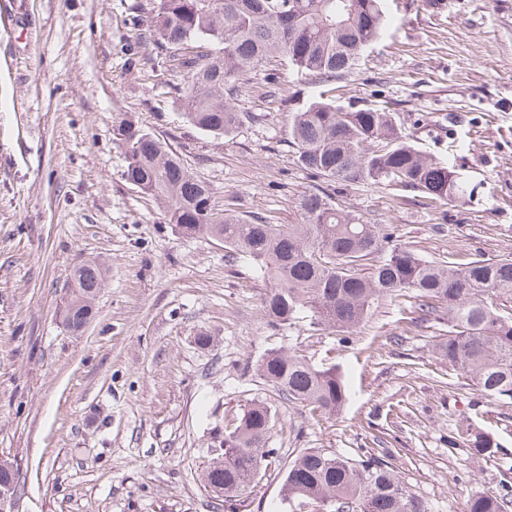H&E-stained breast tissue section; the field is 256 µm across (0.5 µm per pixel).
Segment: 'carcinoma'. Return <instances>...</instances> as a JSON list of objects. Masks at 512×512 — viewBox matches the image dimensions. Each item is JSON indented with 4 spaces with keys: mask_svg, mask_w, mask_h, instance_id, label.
Masks as SVG:
<instances>
[{
    "mask_svg": "<svg viewBox=\"0 0 512 512\" xmlns=\"http://www.w3.org/2000/svg\"><path fill=\"white\" fill-rule=\"evenodd\" d=\"M391 21L388 0H153V48L143 58L142 77L148 83L168 72V93L181 104L186 122L229 136L243 122L240 97L255 70L282 57L289 69L326 87L349 72ZM283 103L297 162L318 176L409 189L434 209L469 195L451 161L423 156L385 107L348 110L326 90ZM113 139L124 153L125 171L141 183L139 191L168 203V223L187 237L220 238L231 261L273 280L264 305L272 324L306 312L315 325L347 332L366 323L381 299L406 296L423 323L448 313V333L434 346L437 359L487 396L512 400V313L495 302L512 295L511 257L426 260L394 242L382 225L341 213L321 191L299 199L300 224L251 220L219 203L210 185L191 174L166 142L132 121H119ZM377 253L381 260L362 272V262ZM104 287L101 264L78 266L63 324L73 330L85 326ZM258 373L281 398L314 414L335 416L349 395L336 369L295 352L270 351ZM276 423V411L265 402L245 409L201 473L204 488L226 503L244 498L276 454L267 447ZM459 442L488 454L497 447L469 426L449 438L453 445ZM286 500L328 501L332 512H428L386 459L324 448H307L289 463L281 486V501ZM511 509L506 484L498 493L477 492L467 503V512Z\"/></svg>",
    "mask_w": 512,
    "mask_h": 512,
    "instance_id": "carcinoma-1",
    "label": "carcinoma"
}]
</instances>
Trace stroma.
<instances>
[{
    "label": "stroma",
    "mask_w": 512,
    "mask_h": 512,
    "mask_svg": "<svg viewBox=\"0 0 512 512\" xmlns=\"http://www.w3.org/2000/svg\"><path fill=\"white\" fill-rule=\"evenodd\" d=\"M152 3L0 0V459L18 468L16 512H274L306 448L387 455L431 512L500 491L512 482V402L438 364L437 329L391 299L345 334L305 319L271 327L270 281L167 223L165 204L125 181L113 127L126 118L165 140L219 200L273 224L301 223V195L322 188L425 259L512 257V0H388L393 24L336 83L339 104L388 106L423 154L451 157L475 193L440 211L413 191L399 199L299 167L279 100L315 86L283 61L275 95L253 74L233 135L183 121L139 76ZM94 259L106 285L73 332L60 318L69 277ZM273 349L343 373L341 413L310 415L265 384L256 365ZM254 401L277 411L276 456L231 506L200 475ZM463 422L498 452L449 446Z\"/></svg>",
    "instance_id": "35a3bbf8"
}]
</instances>
